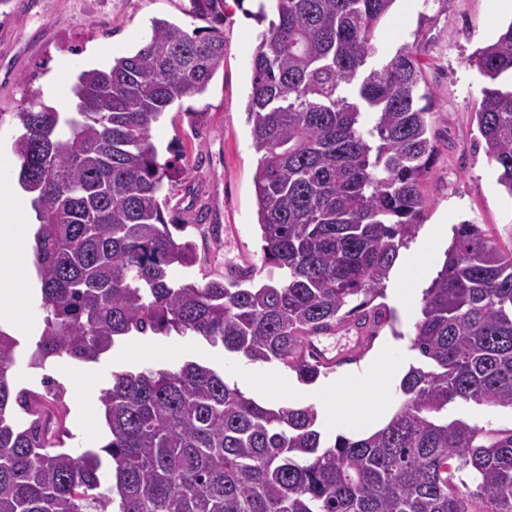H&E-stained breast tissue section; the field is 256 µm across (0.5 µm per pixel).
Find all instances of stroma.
I'll list each match as a JSON object with an SVG mask.
<instances>
[{
	"instance_id": "stroma-1",
	"label": "stroma",
	"mask_w": 512,
	"mask_h": 512,
	"mask_svg": "<svg viewBox=\"0 0 512 512\" xmlns=\"http://www.w3.org/2000/svg\"><path fill=\"white\" fill-rule=\"evenodd\" d=\"M30 13L10 0L0 13V160L5 175L17 178L20 169L11 146L20 131L16 117L32 96L55 99L57 109L69 111L77 71L90 68L89 53L107 48L109 58L132 55L141 45L153 19H166L182 27H197L190 0H33ZM495 0H413L410 7L395 6L391 18L376 35L378 58L416 43L423 70V86L433 96L434 156L430 173L421 184L426 205L419 228L407 248L401 249L386 283L385 303L394 317L383 325L375 341L412 339L420 302H401V289L424 291L436 276L452 228L465 220L482 224L503 244L512 245V198L497 182V168L482 147V137L471 112L480 101L485 79L467 63L477 47L492 40L512 22L511 14L494 11ZM257 0H224V66L206 92L187 105L206 113L204 124L190 125L176 110H168L152 130L158 151L179 144L181 156L164 182L169 215L184 218L202 212L205 231H193L199 268L211 277L233 279L235 270L261 260L257 206L253 178L257 155L247 122L253 53L268 28L258 20ZM196 359L222 369L243 384L245 392L268 403L315 406L323 428L331 434L353 433L355 421L372 406L396 404L390 382L392 368L380 372L378 388L360 376L341 403L317 400L316 388L297 382L274 364H253L225 353L222 348L181 336H129L99 361L73 364L56 361L46 370L31 368L26 360L15 367L18 386L39 385L50 376L61 387L70 409L68 447L76 450L101 446L102 430L83 426V410L98 402L70 382L84 373L97 378L99 388L110 385L113 372L169 366Z\"/></svg>"
}]
</instances>
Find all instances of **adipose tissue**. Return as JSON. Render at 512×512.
I'll return each mask as SVG.
<instances>
[{"instance_id":"1","label":"adipose tissue","mask_w":512,"mask_h":512,"mask_svg":"<svg viewBox=\"0 0 512 512\" xmlns=\"http://www.w3.org/2000/svg\"><path fill=\"white\" fill-rule=\"evenodd\" d=\"M31 201L13 182L0 179V243L10 251L7 271L0 275V324L19 323L18 297L30 292L27 252L36 224L27 220L32 214Z\"/></svg>"}]
</instances>
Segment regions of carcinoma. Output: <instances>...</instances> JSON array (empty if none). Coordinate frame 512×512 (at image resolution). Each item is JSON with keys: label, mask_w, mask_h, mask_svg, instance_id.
Returning <instances> with one entry per match:
<instances>
[{"label": "carcinoma", "mask_w": 512, "mask_h": 512, "mask_svg": "<svg viewBox=\"0 0 512 512\" xmlns=\"http://www.w3.org/2000/svg\"><path fill=\"white\" fill-rule=\"evenodd\" d=\"M396 0H273L252 59L248 118L261 269L201 283L191 224L164 217L150 131L224 66V0H191L208 22L166 19L131 56L76 79V111L16 113L19 180L34 194L33 245L46 312L21 341L0 329V512H512V427L451 406L512 409V248L454 225L423 292L398 407L373 434L329 437L312 406L260 402L195 360L112 373L106 442L76 454L69 410L16 388L28 363L96 362L127 336L203 341L302 384L332 367L316 336L354 324L372 345L392 310L376 299L418 230L434 146L416 46L373 63ZM489 86L473 115L512 198V23L467 59ZM182 273H175L176 268Z\"/></svg>", "instance_id": "cac0c4a2"}]
</instances>
